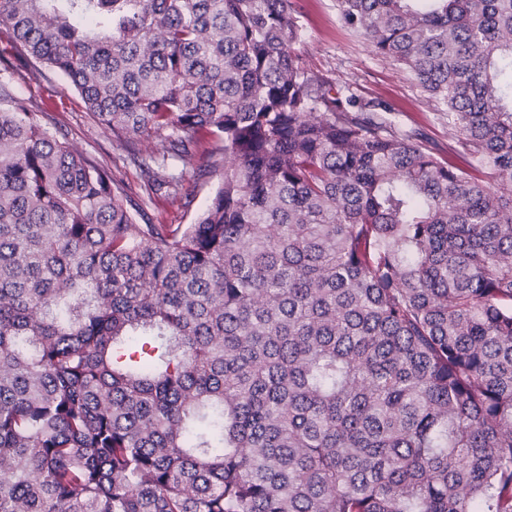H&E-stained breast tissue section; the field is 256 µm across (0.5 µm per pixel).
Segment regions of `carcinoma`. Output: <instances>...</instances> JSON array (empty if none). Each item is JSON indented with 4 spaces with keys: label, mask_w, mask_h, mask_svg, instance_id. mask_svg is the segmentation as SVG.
<instances>
[{
    "label": "carcinoma",
    "mask_w": 512,
    "mask_h": 512,
    "mask_svg": "<svg viewBox=\"0 0 512 512\" xmlns=\"http://www.w3.org/2000/svg\"><path fill=\"white\" fill-rule=\"evenodd\" d=\"M336 5L466 164L311 72L290 0H0L147 195L224 167L139 224L0 80V512H512V0Z\"/></svg>",
    "instance_id": "obj_1"
}]
</instances>
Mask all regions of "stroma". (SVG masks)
<instances>
[{"mask_svg":"<svg viewBox=\"0 0 512 512\" xmlns=\"http://www.w3.org/2000/svg\"><path fill=\"white\" fill-rule=\"evenodd\" d=\"M291 2L302 25V38L296 49L307 68L349 85L360 97L392 105L401 127L422 133L440 156H447L449 149L457 147V133L446 107L431 101L408 70L376 55L362 38L346 28L339 19L336 0ZM11 87L16 95L28 100L31 111L38 113L42 124L54 135L121 178L152 222L194 223L219 185L218 177L205 176L211 158L201 152L183 174L179 199L147 198L140 190L138 166L90 119L62 75L47 70L39 73L18 62Z\"/></svg>","mask_w":512,"mask_h":512,"instance_id":"stroma-1","label":"stroma"}]
</instances>
